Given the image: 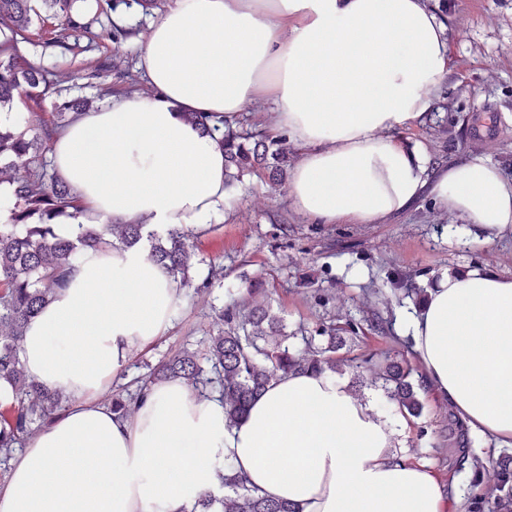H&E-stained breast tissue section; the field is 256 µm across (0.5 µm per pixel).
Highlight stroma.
Returning a JSON list of instances; mask_svg holds the SVG:
<instances>
[{
    "mask_svg": "<svg viewBox=\"0 0 512 512\" xmlns=\"http://www.w3.org/2000/svg\"><path fill=\"white\" fill-rule=\"evenodd\" d=\"M85 8L99 17L86 35L90 51L56 48L50 31L35 27L30 32L28 59L66 76L60 95L42 101L44 115L53 113L61 96L94 101L107 87L118 96L143 87L141 35L160 18V10L147 15L136 6L118 16L105 0H87ZM116 22L137 28V36L113 44L107 33ZM447 28L446 131L439 134L418 122L403 136L423 145L434 165L481 155L512 178V0H448ZM192 244L197 276L216 267L224 274L221 284L203 294L187 289L167 335L131 357L113 379V390L132 385L183 349L204 350L221 327L220 310L244 292L249 277L263 280L265 301L282 317L288 334L322 324L359 323L350 349L356 356L367 350L409 354L408 326L417 307L394 288V281L409 277L426 288L444 271L470 268L512 275L511 232L483 241L472 225L444 215L430 198L382 224H314L292 208L286 186L273 189L256 178L245 179L226 217ZM372 311L391 324L390 336L365 326ZM356 394L403 426L398 453L428 466L451 487L452 512H464L474 475L456 468L440 436L448 425L447 402L425 391L423 413L414 419L380 389L363 386Z\"/></svg>",
    "mask_w": 512,
    "mask_h": 512,
    "instance_id": "1",
    "label": "stroma"
}]
</instances>
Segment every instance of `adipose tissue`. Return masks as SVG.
<instances>
[{
  "mask_svg": "<svg viewBox=\"0 0 512 512\" xmlns=\"http://www.w3.org/2000/svg\"><path fill=\"white\" fill-rule=\"evenodd\" d=\"M146 91L81 113L51 143L77 224L207 228L230 209L224 147L189 112L237 124L272 103L271 135L298 150L288 197L317 224H379L430 195L491 242L512 230V180L474 156L438 169L400 135L449 73L444 24L426 0H173L144 36ZM184 286L142 246L87 251L29 322L25 374L66 407L27 439L0 512H192L230 457L259 496L301 512H446L434 473L396 456V427L330 373H281L237 424L172 378L127 416L114 376L161 337ZM433 392L471 431L512 444V276L444 272L412 321ZM182 462L171 470L172 458Z\"/></svg>",
  "mask_w": 512,
  "mask_h": 512,
  "instance_id": "obj_1",
  "label": "adipose tissue"
}]
</instances>
